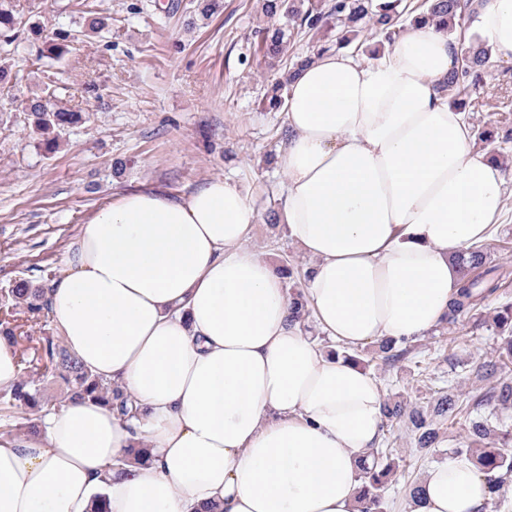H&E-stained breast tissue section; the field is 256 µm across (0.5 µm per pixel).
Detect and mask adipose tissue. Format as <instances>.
Wrapping results in <instances>:
<instances>
[{
	"label": "adipose tissue",
	"mask_w": 512,
	"mask_h": 512,
	"mask_svg": "<svg viewBox=\"0 0 512 512\" xmlns=\"http://www.w3.org/2000/svg\"><path fill=\"white\" fill-rule=\"evenodd\" d=\"M472 31L512 63V0H481ZM457 54L431 20L374 57L323 52L290 82L279 220L311 261L305 318L248 247L257 213L228 178L179 197L129 191L81 225L49 317L137 418L86 398L38 435H0V512H360L358 461L382 439L384 393L331 347L446 323L452 255L489 240L505 209L502 163L438 91ZM490 502L485 475L454 457L403 512Z\"/></svg>",
	"instance_id": "ef3b65f1"
}]
</instances>
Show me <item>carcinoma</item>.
Segmentation results:
<instances>
[{"label": "carcinoma", "mask_w": 512, "mask_h": 512, "mask_svg": "<svg viewBox=\"0 0 512 512\" xmlns=\"http://www.w3.org/2000/svg\"><path fill=\"white\" fill-rule=\"evenodd\" d=\"M223 0H198L195 14L208 19L221 9ZM476 3L474 0H422L419 12L410 14V4L403 0H262L263 15L268 19L262 28V39L256 52L270 66L281 61L288 52L294 38L300 34L317 35L329 33L316 53L332 46H355L364 35L382 37L390 42L396 34L397 24L404 14L413 25L423 18H441L448 27V36L469 22ZM86 35L96 36L108 26V17L96 10L87 11ZM27 44L29 54L35 60L45 58L60 61L68 53L70 34L57 31L44 33L42 27L23 20L13 7L0 2V83L18 84L24 78L22 70L16 68L15 57L21 44ZM490 59L488 49L475 43L467 54L458 59V65L448 79L439 85V92L448 96V102L464 107L463 95L470 83L479 79ZM311 61L307 56L298 60L284 72L281 80L271 88V95L262 100V106L279 109L285 105L284 89L300 68ZM54 92L45 89V95L26 101L29 127L38 136V144L46 153H54L60 146L61 134L87 119L84 112H74L51 103ZM486 253L474 246L458 257L460 286L450 305L448 317L479 309L488 295L496 292L500 281L512 273L506 268L486 266ZM8 311L0 322L3 340L17 343L16 327L11 325L12 311L27 314V320H36L46 307L44 289L26 279H18L9 287L0 290ZM374 352L388 362H397L408 349L392 341H381ZM512 366V335L504 337L497 355L482 365L484 374L493 377ZM96 398L115 410L119 417L130 420L136 417L132 401L122 390L103 382L92 375L67 348L59 333L40 338L39 346L31 358L24 361V374L9 391L0 396V402L11 407L29 410L31 417L15 424L17 433L36 434L40 431L42 418L54 407L68 399ZM512 405V384L503 383L473 397L462 405L455 395L440 397L431 414L426 415L410 409L400 402L384 403L382 412L386 420L404 419L415 435L416 447L427 450L440 441V430L445 424H454L458 419L468 422L470 447L466 454L473 458L480 470L487 475L492 499L500 497L505 485L512 478V454L506 447L512 444V434L505 432L496 441H490L491 429L485 409L489 406ZM366 483L359 491L360 512H379L383 492L389 477L394 473V462L388 458L375 457L363 466Z\"/></svg>", "instance_id": "1"}]
</instances>
